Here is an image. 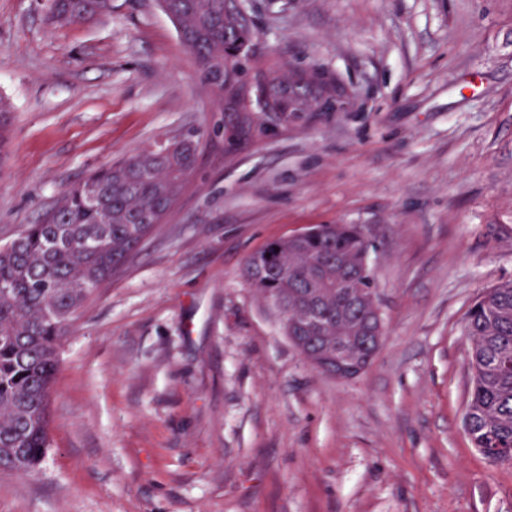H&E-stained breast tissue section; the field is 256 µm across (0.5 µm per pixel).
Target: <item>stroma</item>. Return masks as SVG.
Instances as JSON below:
<instances>
[{"instance_id":"1","label":"stroma","mask_w":512,"mask_h":512,"mask_svg":"<svg viewBox=\"0 0 512 512\" xmlns=\"http://www.w3.org/2000/svg\"><path fill=\"white\" fill-rule=\"evenodd\" d=\"M0 0V245L94 171L195 129L163 224L64 330L51 446L0 512H512V467L465 432L463 319L512 280V0H250L337 112L224 148V114L157 0L59 25ZM317 224L360 225L386 334L314 370L244 276Z\"/></svg>"}]
</instances>
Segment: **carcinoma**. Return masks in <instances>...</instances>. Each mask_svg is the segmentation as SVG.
I'll use <instances>...</instances> for the list:
<instances>
[{
	"label": "carcinoma",
	"mask_w": 512,
	"mask_h": 512,
	"mask_svg": "<svg viewBox=\"0 0 512 512\" xmlns=\"http://www.w3.org/2000/svg\"><path fill=\"white\" fill-rule=\"evenodd\" d=\"M109 0H51L50 19L71 24L100 14ZM200 65L202 81L226 87L224 54L238 34L225 26L226 0H162ZM276 97L306 112L298 85L260 54ZM197 130L89 176L67 190L38 224L0 246V473L29 476L50 448L49 404L64 328L89 297L159 225L183 192L201 152ZM249 284L284 314L283 331L324 373L341 358L364 361L385 335L373 291L369 243L356 224H321L268 244L249 259ZM471 393L464 428L474 448H493L512 466V282L478 296L464 318Z\"/></svg>",
	"instance_id": "carcinoma-1"
}]
</instances>
